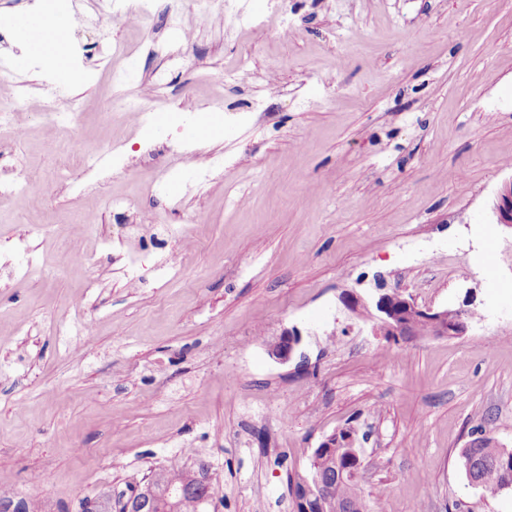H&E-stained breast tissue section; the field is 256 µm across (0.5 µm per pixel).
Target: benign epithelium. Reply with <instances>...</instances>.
<instances>
[{
    "label": "benign epithelium",
    "mask_w": 512,
    "mask_h": 512,
    "mask_svg": "<svg viewBox=\"0 0 512 512\" xmlns=\"http://www.w3.org/2000/svg\"><path fill=\"white\" fill-rule=\"evenodd\" d=\"M494 214L497 223L512 229V180L501 187ZM344 303L351 310L377 321L381 335L392 340L413 335L418 324L426 326L428 335L436 338L461 336L471 321L467 309L422 308L412 296L400 289L378 293L368 301L361 296H351L345 298ZM300 342L299 331L294 327L288 328L268 345V351L279 361H289Z\"/></svg>",
    "instance_id": "benign-epithelium-1"
}]
</instances>
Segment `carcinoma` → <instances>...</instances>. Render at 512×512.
<instances>
[{
  "label": "carcinoma",
  "mask_w": 512,
  "mask_h": 512,
  "mask_svg": "<svg viewBox=\"0 0 512 512\" xmlns=\"http://www.w3.org/2000/svg\"><path fill=\"white\" fill-rule=\"evenodd\" d=\"M460 457L475 461L470 472L471 482L484 494L495 496L512 482V450L496 447L493 438L485 434L471 440ZM357 456L352 453L339 457L326 448L313 452L311 469L322 472L332 490V497L344 512H367L364 493L352 476ZM202 472L186 466H169L163 483L139 487V494L154 505V512H208L212 499L204 498Z\"/></svg>",
  "instance_id": "cac0c4a2"
}]
</instances>
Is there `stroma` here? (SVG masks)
<instances>
[{
    "label": "stroma",
    "instance_id": "stroma-1",
    "mask_svg": "<svg viewBox=\"0 0 512 512\" xmlns=\"http://www.w3.org/2000/svg\"><path fill=\"white\" fill-rule=\"evenodd\" d=\"M98 4L74 0L67 44L130 42V78L91 50L63 85L75 127H47L49 65L0 44L15 62L0 103L29 128L0 132V162L50 186L36 208L0 199V476L16 497L80 512L202 458L216 512H295L289 476L351 423L371 512H512V489L485 496L458 463L480 429L512 448V229L494 214L512 180V0H288L285 39L171 0L189 45ZM244 58L248 77L226 80ZM145 87L162 113L241 118L193 160L178 123L149 152L142 129L101 120ZM75 137L119 143L123 165L62 173L56 146ZM216 157L201 187L149 196ZM79 211L94 224H70ZM67 252L89 261L62 266ZM379 274L476 316L454 338L385 339L342 301ZM292 327L302 342L278 362L267 345Z\"/></svg>",
    "mask_w": 512,
    "mask_h": 512
}]
</instances>
